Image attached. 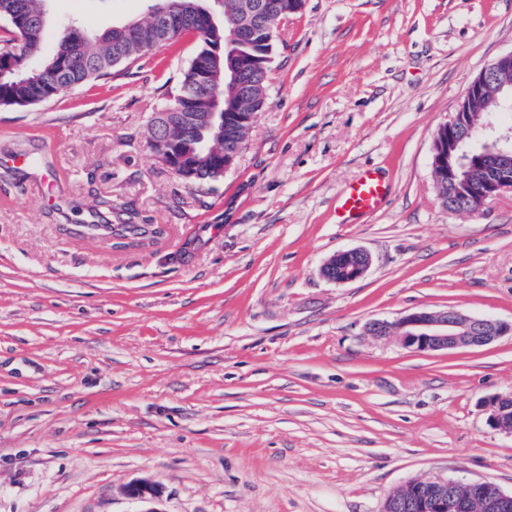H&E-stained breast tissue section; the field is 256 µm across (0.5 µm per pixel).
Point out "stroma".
<instances>
[{
  "label": "stroma",
  "instance_id": "35a3bbf8",
  "mask_svg": "<svg viewBox=\"0 0 512 512\" xmlns=\"http://www.w3.org/2000/svg\"><path fill=\"white\" fill-rule=\"evenodd\" d=\"M148 0H52L53 28L145 18ZM196 42L110 87L0 108V512H381L411 481L512 492V337L417 352L372 320L454 308L512 321V193L444 209L434 135L512 51V0H304L281 26L235 165L189 186L153 112ZM378 211L336 221L365 170ZM111 212L100 210L101 200ZM155 224L163 235H75ZM372 256L324 280L335 252ZM372 264L370 254L360 248L341 250L321 266V276L329 282L346 284L364 277ZM488 409L489 424L499 431L512 435V395L489 400ZM129 498L140 502L158 501L162 496L161 488L150 480L142 479L136 481L126 488Z\"/></svg>",
  "mask_w": 512,
  "mask_h": 512
}]
</instances>
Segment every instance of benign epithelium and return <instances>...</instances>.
Wrapping results in <instances>:
<instances>
[{
    "instance_id": "obj_1",
    "label": "benign epithelium",
    "mask_w": 512,
    "mask_h": 512,
    "mask_svg": "<svg viewBox=\"0 0 512 512\" xmlns=\"http://www.w3.org/2000/svg\"><path fill=\"white\" fill-rule=\"evenodd\" d=\"M299 0H265L266 16L287 17L297 11ZM268 30L246 10L230 26L224 37V55L234 63L224 67V80L240 86L246 74L259 67L246 52L247 35L255 29ZM512 103V51L497 57L465 91L456 112L434 136L432 167L447 173L448 211L458 212L453 200L472 199L474 210L487 201L512 192V129L504 130L493 114ZM163 121L175 119L188 129L179 141L162 137L154 141L155 158L176 176L189 180L187 172L195 162L213 165L214 178L224 176L230 164L224 155L210 149L209 134L224 136V113L191 112L184 116L161 112ZM372 264L370 254L360 248L341 250L321 266V276L329 282L346 284L364 277ZM365 332L378 338H395L403 346L419 352L483 346L502 336L512 335V321L492 316H470L457 309H417L394 321L371 320ZM489 424L512 435V395L488 401ZM129 498L154 502L161 488L150 480L136 481L126 488ZM412 512H504L512 505V493H504L492 482L462 485L453 480H415L397 488L385 500L382 512H394L400 502Z\"/></svg>"
}]
</instances>
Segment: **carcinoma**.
Wrapping results in <instances>:
<instances>
[{
	"label": "carcinoma",
	"mask_w": 512,
	"mask_h": 512,
	"mask_svg": "<svg viewBox=\"0 0 512 512\" xmlns=\"http://www.w3.org/2000/svg\"><path fill=\"white\" fill-rule=\"evenodd\" d=\"M46 0H0V21L9 36L0 40V108H23L50 102L92 82L106 81L112 70L172 46L177 38L166 35L171 14H188L193 23L183 34L197 37L198 48L190 65L182 71L163 112H197L195 93L201 81L197 61L224 64V24L252 5L260 13L262 0H162L154 3L143 26L132 36L109 30L93 33L80 25L63 29L52 51H45L48 37ZM275 42H253L252 56L264 69L244 98L246 113L255 115L267 103V83ZM245 126L234 121L224 125L226 152L243 141Z\"/></svg>",
	"instance_id": "cac0c4a2"
}]
</instances>
